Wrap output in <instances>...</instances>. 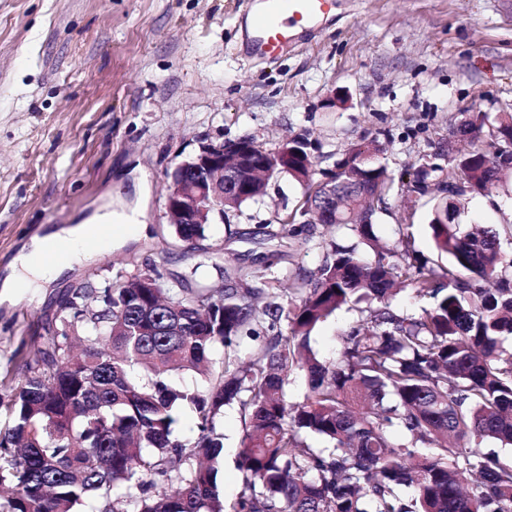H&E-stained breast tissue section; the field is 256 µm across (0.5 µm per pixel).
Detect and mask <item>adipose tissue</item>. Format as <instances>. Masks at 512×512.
Segmentation results:
<instances>
[{"label":"adipose tissue","mask_w":512,"mask_h":512,"mask_svg":"<svg viewBox=\"0 0 512 512\" xmlns=\"http://www.w3.org/2000/svg\"><path fill=\"white\" fill-rule=\"evenodd\" d=\"M148 230V225L140 220L138 214H117L105 210L81 223L63 226L48 235L33 238L28 249L15 257L10 275L0 281V299L12 300L19 289L35 288L53 281L71 270L74 263L93 258L94 250L86 245L90 237H97L106 246L120 247L127 241L147 236ZM60 242L69 247V261L45 264V253Z\"/></svg>","instance_id":"ef3b65f1"}]
</instances>
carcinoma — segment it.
<instances>
[{
    "label": "carcinoma",
    "mask_w": 512,
    "mask_h": 512,
    "mask_svg": "<svg viewBox=\"0 0 512 512\" xmlns=\"http://www.w3.org/2000/svg\"><path fill=\"white\" fill-rule=\"evenodd\" d=\"M463 136L486 132L512 141V113L490 124L466 112ZM379 140L351 143L336 163V199L369 198L371 221L352 224L335 209L311 148L288 145V167L251 149L303 184L301 204L270 234L279 248L250 269L226 268L219 293L204 279L168 286L155 263L130 279L74 288L43 346L14 362L18 383L0 426V512H512V463L481 450L489 439L512 445V258L496 229L461 222L462 200L491 193L512 176V153L448 150L445 168L424 154L400 191L448 182V202L433 198L430 228L450 264L425 268L407 234L379 243L372 218L385 210L394 177ZM243 182L226 209L265 194ZM345 227L371 249L331 244L322 265L298 276L288 295L272 268L310 218ZM191 248L207 224H173ZM429 301L415 316L393 306L396 286ZM369 303L341 336L332 361L312 350L311 333L344 305ZM265 332L255 359L243 338ZM222 348L214 361L212 351ZM194 372L203 388L172 376ZM305 377L301 401L289 376ZM239 406L244 435L242 489L226 499L224 406ZM197 434H175L180 416ZM403 439H392L393 430ZM328 444L313 448L307 436Z\"/></svg>",
    "instance_id": "carcinoma-1"
}]
</instances>
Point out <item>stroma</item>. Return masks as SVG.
<instances>
[{"label": "stroma", "instance_id": "obj_1", "mask_svg": "<svg viewBox=\"0 0 512 512\" xmlns=\"http://www.w3.org/2000/svg\"><path fill=\"white\" fill-rule=\"evenodd\" d=\"M333 15L275 62L240 55L243 0H0V277L33 236L76 224L105 205L128 209L148 188L147 237L102 250L44 288L0 303V423L13 394V360L43 344L58 304L80 283L131 276L163 258L172 279L199 268L222 287L219 267H254L274 250L265 233L304 189L288 175L266 195L226 210L197 249L171 233L164 203L174 166L205 140L243 136L275 148L309 133L320 168L349 143L381 136L395 177L446 146L462 113H512V0H334ZM342 104L329 106L332 97ZM428 197L392 192L375 232L398 243L408 229L430 259ZM465 221L512 237V197L470 196ZM356 235L316 224L277 264L278 288L319 267L329 241ZM361 318L342 307L312 333L334 359ZM226 498L241 489L242 424L224 409Z\"/></svg>", "mask_w": 512, "mask_h": 512}]
</instances>
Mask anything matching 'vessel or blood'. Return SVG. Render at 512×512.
Wrapping results in <instances>:
<instances>
[{
  "instance_id": "vessel-or-blood-1",
  "label": "vessel or blood",
  "mask_w": 512,
  "mask_h": 512,
  "mask_svg": "<svg viewBox=\"0 0 512 512\" xmlns=\"http://www.w3.org/2000/svg\"><path fill=\"white\" fill-rule=\"evenodd\" d=\"M333 7V0H249L247 54L268 62L277 60Z\"/></svg>"
}]
</instances>
